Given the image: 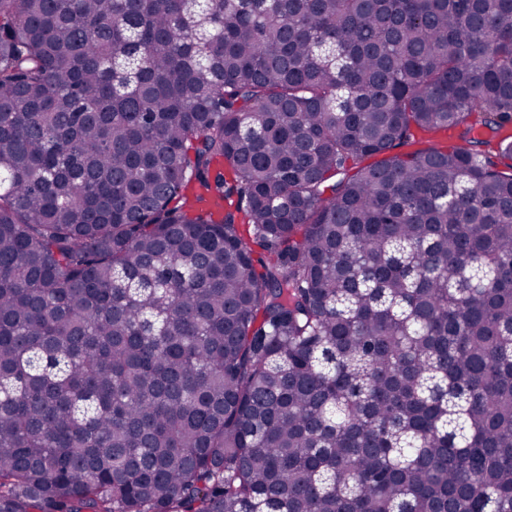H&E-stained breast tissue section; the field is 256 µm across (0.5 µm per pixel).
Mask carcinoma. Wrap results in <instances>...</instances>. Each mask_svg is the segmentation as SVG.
<instances>
[{"label":"carcinoma","mask_w":512,"mask_h":512,"mask_svg":"<svg viewBox=\"0 0 512 512\" xmlns=\"http://www.w3.org/2000/svg\"><path fill=\"white\" fill-rule=\"evenodd\" d=\"M508 124L512 0H0V512H512ZM459 129L437 132L414 131V140L411 144L403 145L393 150V153L406 154L417 149L427 148L433 145L456 146L460 144Z\"/></svg>","instance_id":"obj_1"}]
</instances>
